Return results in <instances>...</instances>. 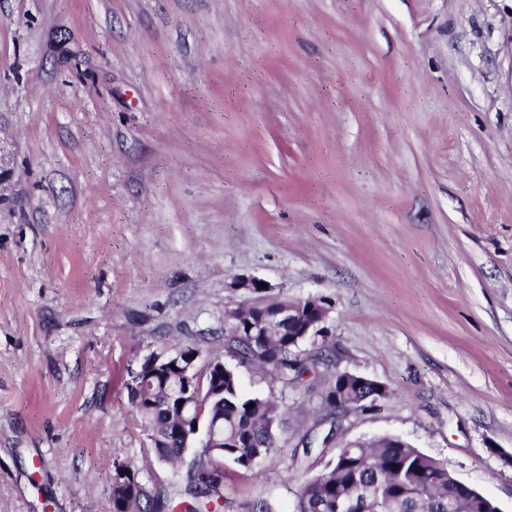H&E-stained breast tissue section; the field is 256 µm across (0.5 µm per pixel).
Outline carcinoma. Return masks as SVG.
Returning a JSON list of instances; mask_svg holds the SVG:
<instances>
[{"label":"carcinoma","instance_id":"obj_1","mask_svg":"<svg viewBox=\"0 0 512 512\" xmlns=\"http://www.w3.org/2000/svg\"><path fill=\"white\" fill-rule=\"evenodd\" d=\"M277 302L257 308L248 302L224 321L228 332V348L241 359L266 369L273 378L302 382L304 378L328 375L325 390L345 391L342 402L328 397L322 401L325 421L330 424L323 439L305 436L303 452L311 445L323 446L336 435L342 418L363 400L369 391L356 386V380L345 379L336 370V356L327 337H322L312 358L298 354L294 336H260L251 330L270 320ZM207 382L224 390V400L210 402L204 417L216 421L218 448H202L187 471L190 496L187 512H220L224 500L223 461L228 459L251 471L256 463L280 444L284 422L278 404L270 399L247 397L241 390L237 373L224 368V376L209 374ZM169 393L160 378L148 381L141 403L135 407L151 431V440L159 460L177 462L184 449L174 434V426L184 421L168 410ZM255 407L248 408L249 404ZM383 489L380 503L384 512H495L490 499L470 492L460 485L442 460L431 457L397 437L358 441L336 449L323 473L300 485L296 512H337V504L360 492ZM167 500L150 497L138 481L137 473L127 463L115 464L112 477V512H164Z\"/></svg>","mask_w":512,"mask_h":512}]
</instances>
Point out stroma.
Instances as JSON below:
<instances>
[{"label":"stroma","instance_id":"stroma-1","mask_svg":"<svg viewBox=\"0 0 512 512\" xmlns=\"http://www.w3.org/2000/svg\"><path fill=\"white\" fill-rule=\"evenodd\" d=\"M242 275L390 389L327 448L227 347ZM184 347L288 415L223 512L386 435L512 512V0H0V512H112L118 463L183 512L127 383Z\"/></svg>","mask_w":512,"mask_h":512}]
</instances>
